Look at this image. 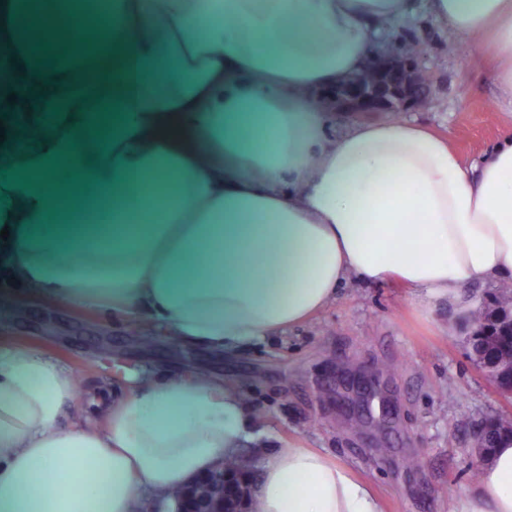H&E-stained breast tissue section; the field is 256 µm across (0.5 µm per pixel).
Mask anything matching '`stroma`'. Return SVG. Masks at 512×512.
I'll use <instances>...</instances> for the list:
<instances>
[{"label":"stroma","instance_id":"obj_1","mask_svg":"<svg viewBox=\"0 0 512 512\" xmlns=\"http://www.w3.org/2000/svg\"><path fill=\"white\" fill-rule=\"evenodd\" d=\"M425 48L417 66L431 78L427 98L399 112L449 139L462 167L512 131V103L500 97L494 65L480 45L452 33L411 0L409 17L388 23L377 47L405 54ZM469 316L412 310L393 283L343 284L335 299L302 325L238 353L172 343L147 315L112 318L59 305L9 281L0 270V344L35 349L66 367L79 390L133 368L152 375L204 372L242 389L268 446L300 443L327 453L367 479L387 512H463L476 490L472 424L512 415L473 361ZM375 376L367 412L337 406L336 382ZM393 415L384 418L381 404Z\"/></svg>","mask_w":512,"mask_h":512}]
</instances>
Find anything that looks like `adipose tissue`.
I'll list each match as a JSON object with an SVG mask.
<instances>
[{
    "label": "adipose tissue",
    "mask_w": 512,
    "mask_h": 512,
    "mask_svg": "<svg viewBox=\"0 0 512 512\" xmlns=\"http://www.w3.org/2000/svg\"><path fill=\"white\" fill-rule=\"evenodd\" d=\"M106 34L34 60L33 30L71 34L54 0H0L11 92L38 136L0 143L29 188L0 201V266L64 305L146 311L186 346L236 353L298 326L349 279L394 283L429 314L471 282L512 278V135L472 169L447 138L395 119L328 133L315 91L360 72L375 25L410 0H103ZM478 42L512 101V0H430ZM80 179L61 187L45 156ZM108 223L85 224L90 210ZM72 373L0 346V512H133L232 459L260 512H385L345 463L261 446L237 386L135 372L62 425ZM253 452H246L247 444ZM468 512H512V436Z\"/></svg>",
    "instance_id": "ef3b65f1"
}]
</instances>
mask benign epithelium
I'll use <instances>...</instances> for the list:
<instances>
[{
	"label": "benign epithelium",
	"instance_id": "1",
	"mask_svg": "<svg viewBox=\"0 0 512 512\" xmlns=\"http://www.w3.org/2000/svg\"><path fill=\"white\" fill-rule=\"evenodd\" d=\"M430 78L420 72L409 55L391 50L380 53L368 70L333 85L323 96L338 112H360L366 116L397 112L423 101ZM473 318L469 336L474 361L497 392L512 398V306H481ZM497 430L512 432V417H487L473 430L477 462H484L485 448ZM252 478L247 470L228 471L220 463L184 484L167 498L165 512H252Z\"/></svg>",
	"mask_w": 512,
	"mask_h": 512
}]
</instances>
